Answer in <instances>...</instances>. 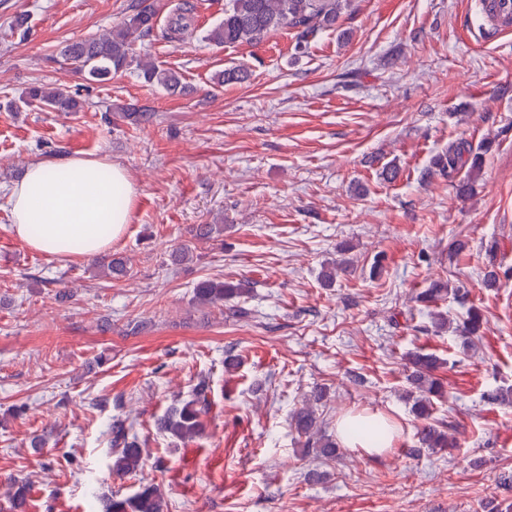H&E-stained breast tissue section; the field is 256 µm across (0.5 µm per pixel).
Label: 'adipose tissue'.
I'll return each mask as SVG.
<instances>
[{
	"label": "adipose tissue",
	"instance_id": "adipose-tissue-1",
	"mask_svg": "<svg viewBox=\"0 0 512 512\" xmlns=\"http://www.w3.org/2000/svg\"><path fill=\"white\" fill-rule=\"evenodd\" d=\"M66 179H59L58 171ZM135 190L125 171L85 157L33 161L9 188L6 206L15 235L29 247L60 259L107 249L124 232Z\"/></svg>",
	"mask_w": 512,
	"mask_h": 512
}]
</instances>
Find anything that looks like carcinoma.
<instances>
[{"label": "carcinoma", "mask_w": 512, "mask_h": 512, "mask_svg": "<svg viewBox=\"0 0 512 512\" xmlns=\"http://www.w3.org/2000/svg\"><path fill=\"white\" fill-rule=\"evenodd\" d=\"M353 0H224V19L209 30L206 39L217 45L254 44L265 36L278 31H290L296 38L295 47L300 49L309 39L326 29L336 28L342 13L352 8ZM194 9L190 2L184 4L183 12L163 36L176 40L188 29L187 15ZM134 13L118 26L98 35L67 43L61 50L64 62L88 77V80L104 82L113 75L136 67L149 83H157L168 89L180 86L178 76L154 64L148 58L136 54L135 42L154 32L157 9L155 5L140 0L133 5ZM21 101L37 104L55 112H79L82 103L66 89L35 85L21 97ZM489 145L484 143L476 148L465 141L448 144V149L434 155L422 173L423 181L431 182L436 178L453 183L464 167L473 173L481 169L483 152ZM354 258H345L322 267L320 277L323 285L330 287L338 274L351 269ZM250 289L244 284L230 282L202 281L194 289V302L198 305L225 304L227 313L232 317H245L249 310L237 303V300L249 294ZM459 289L450 288L448 284L435 281L417 295V300L436 304L448 294H457ZM481 314L471 309L467 320L459 329L464 340L478 333ZM441 364L434 354L415 353L411 359L412 371L408 382L410 389L405 391V398L412 402L411 410L421 421L417 439L419 447L456 448L459 445L457 431L451 425L438 423L432 418L434 400L444 397V388L434 371ZM207 386L200 381L193 389L192 398L178 406H173L158 420V429L167 436L191 441L203 435L202 417L207 412ZM325 397V390L315 387L301 404L289 413V425L298 437L304 439L303 447L315 455L334 458L339 455L340 447L331 435L322 430V422L317 412V404ZM132 425L123 419L112 422L110 427L112 447L117 454L112 460V471L125 475L137 471L142 463L143 449L136 439L129 436ZM9 497L15 508L26 505L28 485L19 479L8 481ZM103 512H164V497L154 485L147 484L134 495L119 498L113 496L105 502Z\"/></svg>", "instance_id": "cac0c4a2"}]
</instances>
